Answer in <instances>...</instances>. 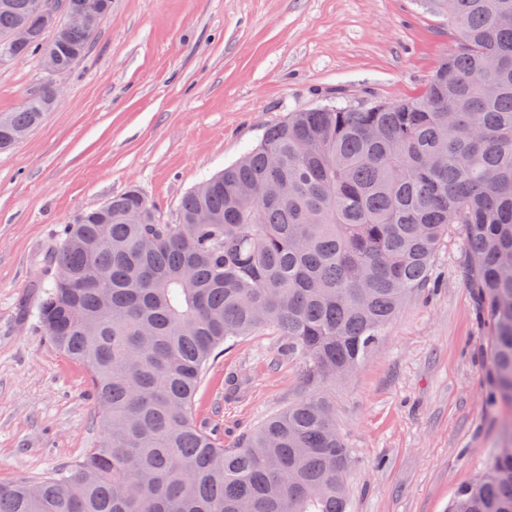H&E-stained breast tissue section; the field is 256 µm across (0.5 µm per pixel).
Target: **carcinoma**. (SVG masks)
Instances as JSON below:
<instances>
[{
    "instance_id": "obj_1",
    "label": "carcinoma",
    "mask_w": 512,
    "mask_h": 512,
    "mask_svg": "<svg viewBox=\"0 0 512 512\" xmlns=\"http://www.w3.org/2000/svg\"><path fill=\"white\" fill-rule=\"evenodd\" d=\"M0 0V60L85 59L112 0ZM457 47L421 97L293 112L184 195L173 224L131 188L65 226L44 256L36 317L86 364L102 443L74 465L0 486V512H347L348 448L331 397L427 287L451 225L491 323V399L512 410V0H427ZM28 30L14 44L12 32ZM47 84L0 113V151L39 126ZM273 328L306 362L301 399L231 448L192 418L205 367ZM447 512H512V421Z\"/></svg>"
}]
</instances>
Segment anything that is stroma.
<instances>
[{"mask_svg": "<svg viewBox=\"0 0 512 512\" xmlns=\"http://www.w3.org/2000/svg\"><path fill=\"white\" fill-rule=\"evenodd\" d=\"M454 47L419 0H112L42 125L0 152V485L39 481L102 439L86 367L36 318L34 270L63 225L132 185L172 223L184 193L288 113L422 96ZM45 80L38 58L0 64V113ZM463 251L452 227L440 287L408 299L331 390L349 512H446L499 443L506 411L489 404L487 320ZM304 380L280 337H242L208 367L193 419L232 445L299 400Z\"/></svg>", "mask_w": 512, "mask_h": 512, "instance_id": "35a3bbf8", "label": "stroma"}]
</instances>
